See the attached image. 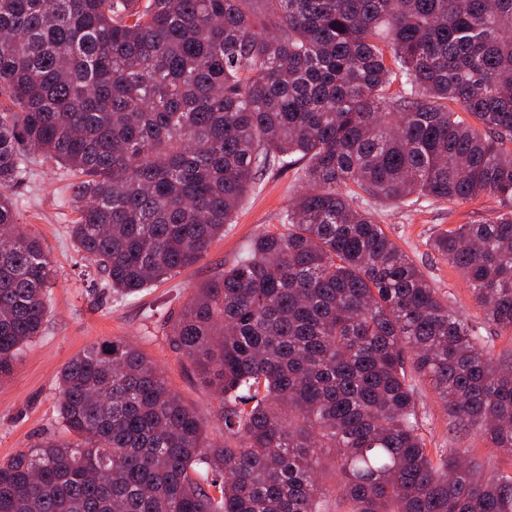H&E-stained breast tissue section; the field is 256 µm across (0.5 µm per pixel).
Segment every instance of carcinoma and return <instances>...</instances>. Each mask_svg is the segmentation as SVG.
<instances>
[{"instance_id": "carcinoma-1", "label": "carcinoma", "mask_w": 512, "mask_h": 512, "mask_svg": "<svg viewBox=\"0 0 512 512\" xmlns=\"http://www.w3.org/2000/svg\"><path fill=\"white\" fill-rule=\"evenodd\" d=\"M0 95V379L55 278L10 194L26 162L76 178L73 243L124 297L199 262L271 162L308 160L288 231L168 325L224 440L142 351L95 343L57 376L69 438L0 462V512H512V474L427 447L412 384L512 457V360L354 206L495 200L431 247L512 335V0H0Z\"/></svg>"}]
</instances>
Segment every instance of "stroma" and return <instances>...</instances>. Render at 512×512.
<instances>
[{"mask_svg": "<svg viewBox=\"0 0 512 512\" xmlns=\"http://www.w3.org/2000/svg\"><path fill=\"white\" fill-rule=\"evenodd\" d=\"M305 161L273 167L242 200L233 223L225 225L207 255L171 279L127 299L114 300L103 277L86 269L69 237L76 213L69 203L72 180L54 164L33 167L13 189L19 222L37 237L54 262L56 280L42 336L21 352L10 376L0 380V460L30 448L43 434L64 436L57 411L56 376L70 358L102 339H124L146 353L163 371L170 388L194 409L210 438L224 436L221 408L202 384L192 363L173 350L164 325L175 318L198 288L231 266L249 242L265 233H281L285 210L302 185ZM361 208L372 211L389 237L423 271L452 309L475 318L479 310L468 284L456 268L431 251L429 241L458 224H478L494 218L498 204L488 197L455 204L421 198L411 203L374 201L360 197ZM423 413L425 438L432 447L455 443L469 449L471 460L486 469L512 473V458L490 448L485 439L451 431L448 413L430 381L415 382Z\"/></svg>", "mask_w": 512, "mask_h": 512, "instance_id": "obj_1", "label": "stroma"}]
</instances>
